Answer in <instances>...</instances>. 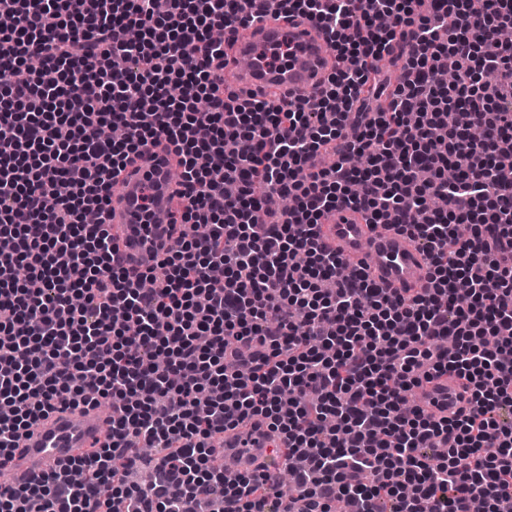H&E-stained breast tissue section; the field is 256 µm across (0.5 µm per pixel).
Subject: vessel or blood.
<instances>
[{"label":"vessel or blood","mask_w":512,"mask_h":512,"mask_svg":"<svg viewBox=\"0 0 512 512\" xmlns=\"http://www.w3.org/2000/svg\"><path fill=\"white\" fill-rule=\"evenodd\" d=\"M279 48L287 51V61L270 65L272 51ZM335 61L330 42L308 22L267 16L231 36L224 84L293 101L306 99L320 90ZM175 165L172 153L149 147L127 167L119 190L110 197L109 229L121 240L119 258L125 268L154 265L172 244L169 224L178 186L170 172ZM146 195L152 199L154 213L148 228L140 210ZM320 230L323 241L336 250L348 270L367 269L381 288L407 294L428 288L424 253L393 225L368 223L363 212L339 206L324 215ZM418 404L439 419L457 414L468 406L463 380L453 372L435 377L422 388ZM107 427L100 409L56 410L20 440L10 468L22 481L54 471L63 459L97 446ZM272 445L267 429L250 422L225 431L224 459L236 471L249 472L259 462L270 461Z\"/></svg>","instance_id":"1"}]
</instances>
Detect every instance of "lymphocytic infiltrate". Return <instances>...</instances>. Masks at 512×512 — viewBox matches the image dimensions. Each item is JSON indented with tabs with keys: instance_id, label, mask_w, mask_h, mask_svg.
<instances>
[{
	"instance_id": "lymphocytic-infiltrate-1",
	"label": "lymphocytic infiltrate",
	"mask_w": 512,
	"mask_h": 512,
	"mask_svg": "<svg viewBox=\"0 0 512 512\" xmlns=\"http://www.w3.org/2000/svg\"><path fill=\"white\" fill-rule=\"evenodd\" d=\"M272 10L336 52L312 99L228 94L213 70L211 30ZM0 17V469L55 409L113 408L103 445L0 487V512H281V482L213 463L246 419L287 441L299 512H512V0H0ZM398 42L391 87L376 62ZM159 141L188 230L132 274L104 190ZM339 205L418 239L429 288L347 271L318 234ZM448 370L469 410L411 404Z\"/></svg>"
}]
</instances>
